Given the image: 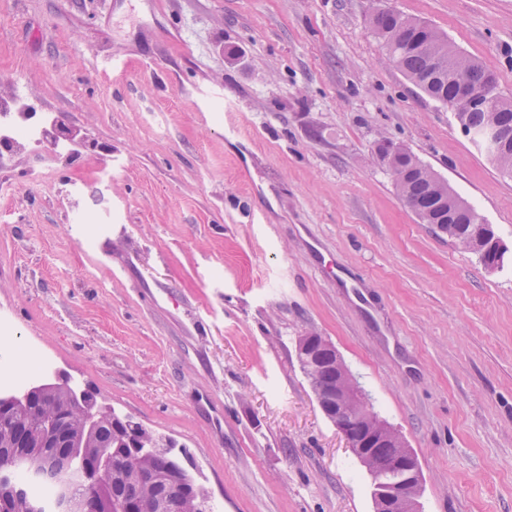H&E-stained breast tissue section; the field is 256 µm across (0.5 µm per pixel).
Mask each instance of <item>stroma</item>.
Listing matches in <instances>:
<instances>
[{"label": "stroma", "instance_id": "stroma-1", "mask_svg": "<svg viewBox=\"0 0 512 512\" xmlns=\"http://www.w3.org/2000/svg\"><path fill=\"white\" fill-rule=\"evenodd\" d=\"M420 19L512 99V0H0V99L96 148L0 158V361L17 346L172 438L217 512H373L297 358L327 337L417 454L423 512H512V263L419 223L404 144L512 249V177L387 58ZM122 60L116 72L106 57ZM54 191L32 196L29 169ZM108 170L104 211L76 177Z\"/></svg>", "mask_w": 512, "mask_h": 512}]
</instances>
